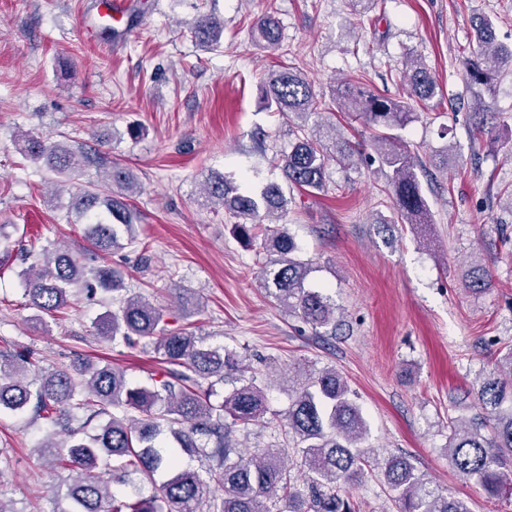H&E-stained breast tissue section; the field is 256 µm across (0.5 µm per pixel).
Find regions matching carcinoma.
<instances>
[{"label": "carcinoma", "mask_w": 512, "mask_h": 512, "mask_svg": "<svg viewBox=\"0 0 512 512\" xmlns=\"http://www.w3.org/2000/svg\"><path fill=\"white\" fill-rule=\"evenodd\" d=\"M476 50L465 59L469 86L494 93L493 69L512 66V45L498 39L495 20L472 17ZM196 44L209 48L220 41L224 22L203 14L189 22ZM256 45L277 50L281 44L278 20L271 13L252 24ZM406 97H391L349 83L337 90L333 103L362 115L375 131L373 146L378 161L389 169L388 183L398 213L410 224L431 223L429 202L411 158L395 145L390 131L412 118V102L426 101L439 93L428 69L413 61L400 71ZM267 107L302 125L321 114L310 82L298 70L284 67L270 73L260 87ZM319 136H295L281 155L287 182L302 189L322 188L330 162L345 163L356 152L349 140L336 137V127ZM20 151L32 160L44 161L65 177L79 172L92 158L64 142H48L27 132L18 138ZM107 186L85 189L71 197L70 208L86 224L89 248L77 257L66 250L46 252L43 263L25 278L33 306L57 314L70 305L68 288L84 281L91 292L119 293L123 273L97 259L121 246L139 242L130 198L139 193L132 171L114 165L106 173ZM208 201L251 224H236L233 233L248 244L261 239V279L275 305L300 317L312 329H336V305L321 288L310 283L311 264L298 259V246L286 225L265 224V219L285 211L287 198L277 183L257 193L241 192L222 176L204 184ZM489 269L477 265L470 271L466 288L483 292L490 283ZM175 307L185 319L199 310L186 294L175 297ZM163 312L140 296L122 299L117 310L97 321V335L108 342L134 347L144 340L154 344L161 363L169 366L152 387L130 383L124 370L108 362L80 361L74 372L58 369L38 376L31 388L28 372L35 365L34 352L25 348L0 361V410L27 407L54 424L69 423L78 414L99 419L96 432L79 436L70 430V441L60 445L46 437L38 451L55 467L73 473L64 497L71 507L65 512H270L266 501L281 500L289 512H357L353 500L339 486L359 482L365 471L361 441L367 422L355 392L334 369L308 375L299 383L288 407V438L302 454L307 489L297 488L285 464L283 448L260 453L236 448L225 440L232 427L263 417L266 396L251 381L232 387L218 405L210 402L204 382L224 380L238 370L236 355L222 346L199 342L185 325L161 326ZM480 412L468 418L449 419L448 461L463 479L476 480L488 497L512 498V348L495 363L474 392ZM134 411L139 417L131 418ZM218 458L217 467L204 479L182 467V454ZM148 480L150 497L112 493V482L122 480L128 468ZM387 484L399 492L403 512H472L464 499L436 492L415 473L407 456L389 457L383 471ZM219 486L224 494L207 496L208 487Z\"/></svg>", "instance_id": "carcinoma-1"}]
</instances>
